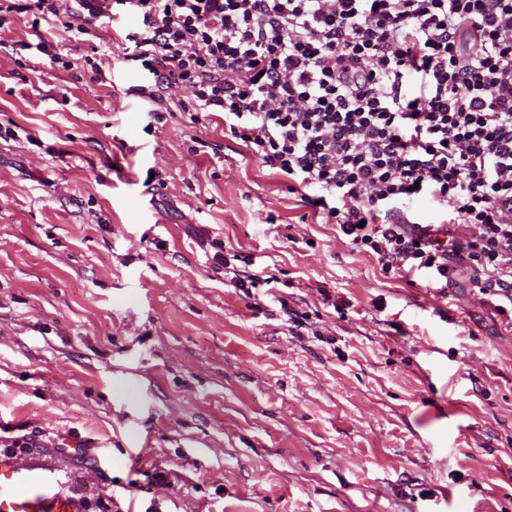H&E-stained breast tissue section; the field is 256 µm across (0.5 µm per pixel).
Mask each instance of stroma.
<instances>
[{
	"label": "stroma",
	"mask_w": 512,
	"mask_h": 512,
	"mask_svg": "<svg viewBox=\"0 0 512 512\" xmlns=\"http://www.w3.org/2000/svg\"><path fill=\"white\" fill-rule=\"evenodd\" d=\"M0 27V501L512 512V315L385 273L172 89L141 17ZM103 55V81L38 51ZM244 258L251 293L213 266ZM24 447H15V439Z\"/></svg>",
	"instance_id": "1"
}]
</instances>
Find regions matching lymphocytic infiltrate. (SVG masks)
Wrapping results in <instances>:
<instances>
[{
  "mask_svg": "<svg viewBox=\"0 0 512 512\" xmlns=\"http://www.w3.org/2000/svg\"><path fill=\"white\" fill-rule=\"evenodd\" d=\"M116 4L146 26L144 100L190 88L193 112L223 113L384 272L448 282L467 262L479 295L512 303V0H0V13L75 39ZM417 191L441 222L403 210Z\"/></svg>",
  "mask_w": 512,
  "mask_h": 512,
  "instance_id": "1",
  "label": "lymphocytic infiltrate"
}]
</instances>
